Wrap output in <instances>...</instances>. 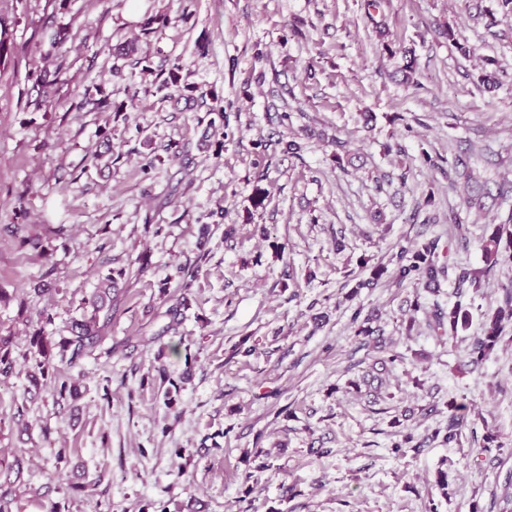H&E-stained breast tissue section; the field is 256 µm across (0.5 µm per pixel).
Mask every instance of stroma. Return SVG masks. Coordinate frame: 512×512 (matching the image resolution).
I'll return each instance as SVG.
<instances>
[{
  "label": "stroma",
  "mask_w": 512,
  "mask_h": 512,
  "mask_svg": "<svg viewBox=\"0 0 512 512\" xmlns=\"http://www.w3.org/2000/svg\"><path fill=\"white\" fill-rule=\"evenodd\" d=\"M366 2L0 0L13 33L0 58V328L15 360L0 376V483L18 512H512V343L469 363L512 265L461 292L387 274L357 286L400 242L483 267V238L512 216V191L498 192L512 184V13L499 0ZM54 15L71 25L64 82L33 111L38 32ZM159 15L151 66L181 63L203 105L174 111L112 54ZM389 43L413 49V84ZM91 84L122 111L80 109ZM35 231L47 257L24 242ZM113 272L111 353L63 369L77 399L49 382L30 391L40 311L65 335ZM436 304L462 305L468 329L431 330ZM358 309L377 336L356 335ZM460 402L461 442L442 445ZM409 432L424 448L395 454Z\"/></svg>",
  "instance_id": "stroma-1"
}]
</instances>
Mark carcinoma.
<instances>
[{"label": "carcinoma", "instance_id": "cac0c4a2", "mask_svg": "<svg viewBox=\"0 0 512 512\" xmlns=\"http://www.w3.org/2000/svg\"><path fill=\"white\" fill-rule=\"evenodd\" d=\"M68 25L57 27L48 26L43 31V39L48 41L49 51L46 55H53L65 41ZM182 67L177 64L172 66L168 72H160L155 75L152 85L155 92L162 94L161 100L178 104L180 96L184 91H193L194 87L182 83ZM63 75L62 65L55 67L54 78L49 80L46 76H36L33 87L36 88L37 97L27 100V106L38 110L43 102L56 95L57 84L60 83ZM79 108L88 109L90 112H107L112 110V99L110 95L96 88L86 89ZM437 242L434 240L425 242L419 247L411 244L399 245L395 254L396 262L392 271V278L401 283L407 279H416L424 282V287L435 289L440 287L441 281L454 277L457 290H462L469 285L478 288L481 285L482 277L498 264L512 263V231H504L501 226L496 227L493 232L483 241L482 251L485 268L476 269L455 264L440 263L436 258ZM114 281L112 276L107 275L99 280L95 294L91 300L92 310L81 318L73 321L69 327V335L56 338L45 331V325L52 323V315L44 310L40 312V326L34 329L30 336L31 347L28 358L33 361V367L38 370L39 375L32 376L33 385H38V378L56 377L59 366L66 365L75 367L80 360L92 354L95 347L100 345L108 332V326L112 316L99 317V312L106 304L114 301L112 287ZM433 327L435 330L448 329L452 334L464 330L469 325V313L456 304L443 312L435 308L430 312ZM512 342V300L507 302V308L498 310L488 318L482 327L481 335L474 337L471 344V363L483 362L490 352L503 339ZM12 335L0 334V375H8L15 366V359L12 357L10 344ZM455 413L452 414L448 423V432L443 437V442L454 444L458 441L461 428L465 425L467 406L464 403L453 405Z\"/></svg>", "mask_w": 512, "mask_h": 512}]
</instances>
